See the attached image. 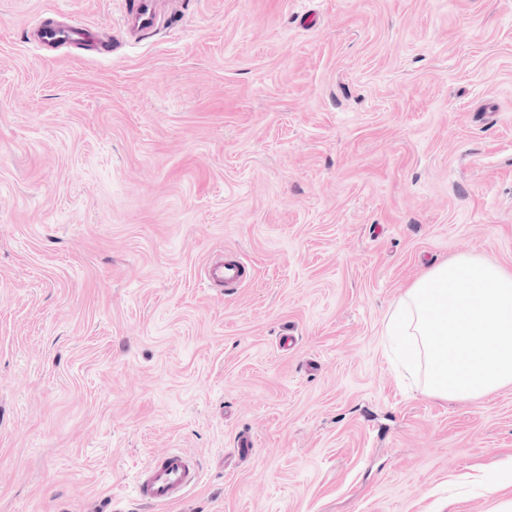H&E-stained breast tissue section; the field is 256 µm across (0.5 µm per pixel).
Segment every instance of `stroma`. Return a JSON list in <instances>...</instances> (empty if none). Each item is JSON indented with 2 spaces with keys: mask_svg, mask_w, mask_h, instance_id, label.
<instances>
[{
  "mask_svg": "<svg viewBox=\"0 0 512 512\" xmlns=\"http://www.w3.org/2000/svg\"><path fill=\"white\" fill-rule=\"evenodd\" d=\"M123 8L0 0V512H512V386L434 397L384 336L430 267L512 268V0ZM176 448L199 486L137 501ZM125 1V10L128 17L134 19L142 30L151 28L155 23L154 20V6L156 0H129ZM33 41L41 48L64 42L85 43L87 34L78 25L61 26L50 22L38 23L33 29ZM245 274V264L237 255L225 254L213 262L205 271L203 281L209 288L221 286L225 289L238 288Z\"/></svg>",
  "mask_w": 512,
  "mask_h": 512,
  "instance_id": "obj_1",
  "label": "stroma"
}]
</instances>
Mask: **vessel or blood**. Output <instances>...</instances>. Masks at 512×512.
<instances>
[{
    "label": "vessel or blood",
    "instance_id": "vessel-or-blood-1",
    "mask_svg": "<svg viewBox=\"0 0 512 512\" xmlns=\"http://www.w3.org/2000/svg\"><path fill=\"white\" fill-rule=\"evenodd\" d=\"M156 0H127L128 17L139 26L151 28ZM39 46L64 42L83 43L87 40L84 28L77 25L61 26L50 22L37 24L32 34ZM245 274V264L235 255H225L213 262L204 273V281L210 286L239 287ZM202 479V467L196 456L174 449L162 457L153 459L140 468L134 478L136 497L147 504L164 505L181 500Z\"/></svg>",
    "mask_w": 512,
    "mask_h": 512
}]
</instances>
